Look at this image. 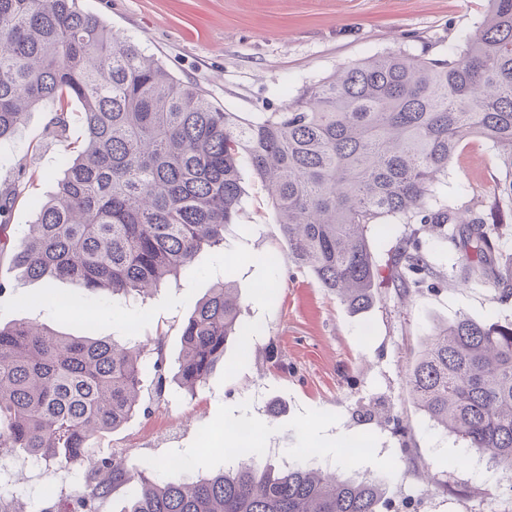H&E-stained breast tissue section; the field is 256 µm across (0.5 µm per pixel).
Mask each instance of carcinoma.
<instances>
[{"instance_id": "cac0c4a2", "label": "carcinoma", "mask_w": 512, "mask_h": 512, "mask_svg": "<svg viewBox=\"0 0 512 512\" xmlns=\"http://www.w3.org/2000/svg\"><path fill=\"white\" fill-rule=\"evenodd\" d=\"M47 101L60 104L50 128L61 139L66 104L78 103L84 138L13 244L3 232L16 190L0 197V253L11 250L31 280H70L118 305L156 292L203 250L224 246V229L240 215L245 162L270 192L286 263L309 269L352 312L374 303L379 271L367 231L389 221L414 225L391 262L402 297L434 275L422 231L459 251L465 282L512 297V256L503 259L498 245L512 224V0H488L455 59L374 54L247 121L114 36L77 0H0V145ZM472 136L497 151L493 196L437 197L449 160ZM241 314L229 281L197 303L182 328L175 382L205 383L228 340L256 332ZM155 353L161 389L160 340ZM145 364L132 336L70 337L28 321L0 327V448L82 471L69 512H98L121 487L131 490L123 512H379L385 483L278 469L254 443L196 480L176 467L156 480L100 455L98 437L140 407ZM407 384L463 453L512 475V322L462 314L436 327Z\"/></svg>"}]
</instances>
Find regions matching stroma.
<instances>
[{
	"instance_id": "35a3bbf8",
	"label": "stroma",
	"mask_w": 512,
	"mask_h": 512,
	"mask_svg": "<svg viewBox=\"0 0 512 512\" xmlns=\"http://www.w3.org/2000/svg\"><path fill=\"white\" fill-rule=\"evenodd\" d=\"M115 35L135 41L185 81L241 117L281 108L309 82L373 55L404 48L447 58L480 27L487 0H78ZM44 103L28 113L9 145L0 147V192L20 185L8 233L19 238L37 203L52 190L83 135L72 118L67 139L47 133L56 112ZM236 224L224 246L207 250L178 284L113 310L111 297L56 280H29L0 255V326L25 320L71 336L162 338L169 372L181 350L184 322L217 281L231 278L243 320L258 332L230 342L224 362L196 392L145 383L143 409L97 441L101 454L156 477L187 466L194 475L223 469L224 439L248 422L280 467H330L344 478L385 480L383 512H512V484L469 455L447 469L462 446L412 401L406 375L437 326L464 314L483 323L512 321V301L490 286L462 284L456 252L432 254L435 270L423 288L401 299L389 278L396 237L373 248L379 269L375 302L351 314L314 274L287 265L286 243L267 189L249 166ZM496 152L486 140L465 141L448 163L438 193L468 185L482 197L495 189ZM78 469L36 463L20 450L0 454V492L22 512L68 502L82 485Z\"/></svg>"
}]
</instances>
